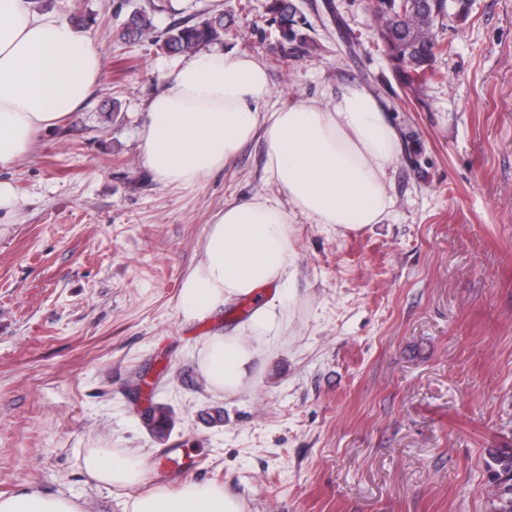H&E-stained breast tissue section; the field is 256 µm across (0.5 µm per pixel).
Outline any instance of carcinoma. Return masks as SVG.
I'll use <instances>...</instances> for the list:
<instances>
[{"mask_svg":"<svg viewBox=\"0 0 512 512\" xmlns=\"http://www.w3.org/2000/svg\"><path fill=\"white\" fill-rule=\"evenodd\" d=\"M269 23L276 26L283 47L298 48L306 43L300 28L306 21L293 0H267ZM370 10L376 35L383 46L397 80L407 86L418 85L436 75L434 63L443 51L439 29L444 20L465 24L471 17L470 0H370ZM155 28L153 16L135 10L128 23L122 25L117 42L123 44L148 37ZM224 33V16L209 18L194 25H173L161 40L172 54L191 52L201 45L219 39ZM152 419L146 427L163 438L169 429L168 408L153 402ZM492 480L499 481V501L490 500L489 512H505L512 506V448H496L489 452Z\"/></svg>","mask_w":512,"mask_h":512,"instance_id":"carcinoma-1","label":"carcinoma"}]
</instances>
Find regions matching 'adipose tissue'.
I'll use <instances>...</instances> for the list:
<instances>
[{
  "instance_id": "ef3b65f1",
  "label": "adipose tissue",
  "mask_w": 512,
  "mask_h": 512,
  "mask_svg": "<svg viewBox=\"0 0 512 512\" xmlns=\"http://www.w3.org/2000/svg\"><path fill=\"white\" fill-rule=\"evenodd\" d=\"M103 55L58 14L32 0H0V169L11 167L38 137L78 112L98 91ZM270 84L249 52L201 54L178 63L155 96L140 133L145 166L163 184L190 186L232 165L255 138L266 144L265 172L287 204L258 198L225 206L206 227L202 254L179 290L188 322L211 319L246 299L254 310L233 332L213 333L199 367L210 387L233 394L249 381L259 345L286 320L278 296L295 265L290 211L345 230L380 224L392 197L386 178L402 146L381 102L352 84L328 103L315 99L263 110ZM82 467L97 484L126 489L145 483L146 458L91 448ZM0 512H84L65 494L0 495ZM124 512H245L243 499L220 484L157 486L124 503Z\"/></svg>"
}]
</instances>
